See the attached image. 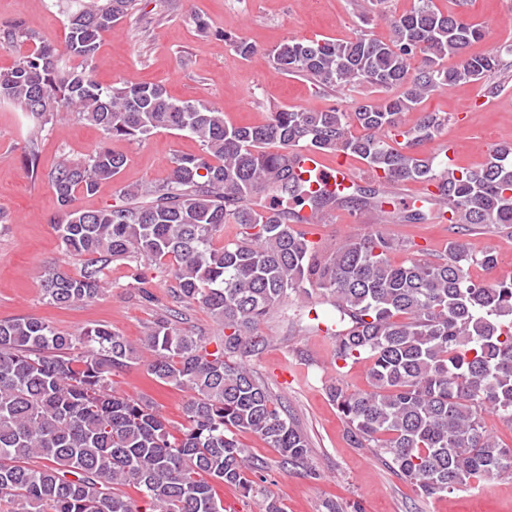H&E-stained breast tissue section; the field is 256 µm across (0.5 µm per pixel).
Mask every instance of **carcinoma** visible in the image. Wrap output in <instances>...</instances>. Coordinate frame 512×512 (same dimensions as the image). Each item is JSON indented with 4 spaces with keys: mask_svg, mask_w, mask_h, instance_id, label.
Returning <instances> with one entry per match:
<instances>
[{
    "mask_svg": "<svg viewBox=\"0 0 512 512\" xmlns=\"http://www.w3.org/2000/svg\"><path fill=\"white\" fill-rule=\"evenodd\" d=\"M68 2L64 47L37 44L0 71V102L32 118L30 163L39 133L62 112L108 139L184 131L201 152L174 156L165 180L124 186L119 203L96 210L76 207L78 196L118 175L125 157L101 146L60 159L47 175L54 224L81 271L45 270L44 295L66 308L101 295L114 261L165 266L178 298L199 303L224 339L210 352L167 317L145 335L153 378L192 393L185 424L175 427L155 403L112 388L137 349L108 326L73 334L34 317L0 321V501L13 512H224L217 487L248 497L267 469L239 434L261 439L284 468L304 463V433L245 364L265 343L258 324L293 294L331 306L310 330L330 337L336 362L366 363L368 389L351 392L338 377L327 390L353 447L388 455L426 498L512 475V448L484 425L492 413L512 426V275L477 281L470 274L474 265L494 271L495 250L475 252L457 238L443 259L427 262L416 257L415 242L379 231L327 250L310 239L299 211L283 205L335 206L336 197L309 193L290 153L341 152L363 161L382 185L436 187L461 217L448 223L465 232L511 228V143L492 147L478 168L450 169L426 150L448 117L424 110L423 101L502 69L501 55L469 52L483 28L417 0L391 21L387 41L362 32L350 40L291 39L271 53L278 72L323 91L369 84L382 96L351 112L286 108L262 124L232 125L212 104L175 99L159 84H97L98 44L135 0ZM411 112L420 113L412 123ZM344 202L382 213L386 200L380 189L358 185ZM226 224L238 232L218 246ZM394 252L406 257L396 263Z\"/></svg>",
    "mask_w": 512,
    "mask_h": 512,
    "instance_id": "cac0c4a2",
    "label": "carcinoma"
}]
</instances>
